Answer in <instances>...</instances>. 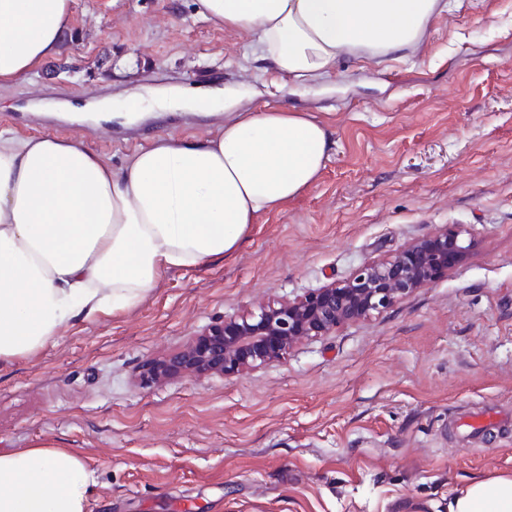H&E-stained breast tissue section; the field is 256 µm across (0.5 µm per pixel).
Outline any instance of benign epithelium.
<instances>
[{
    "instance_id": "obj_1",
    "label": "benign epithelium",
    "mask_w": 512,
    "mask_h": 512,
    "mask_svg": "<svg viewBox=\"0 0 512 512\" xmlns=\"http://www.w3.org/2000/svg\"><path fill=\"white\" fill-rule=\"evenodd\" d=\"M470 247L460 226L445 225L300 298L260 303L247 313L224 316L166 359L149 364L143 381L226 377L281 363L297 344L379 313L440 279Z\"/></svg>"
}]
</instances>
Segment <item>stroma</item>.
<instances>
[{
	"label": "stroma",
	"mask_w": 512,
	"mask_h": 512,
	"mask_svg": "<svg viewBox=\"0 0 512 512\" xmlns=\"http://www.w3.org/2000/svg\"><path fill=\"white\" fill-rule=\"evenodd\" d=\"M201 17L196 0H77L63 53L0 87V133L74 135L75 101L119 112L84 147L122 170L165 137L203 139L232 111L152 112L153 95L243 91L238 109L306 112L335 145L316 183L258 216L230 256L170 267L135 305L78 319L0 366V453L68 448L90 512H448L472 476L512 471V0H462L412 57L343 58L306 93ZM471 249L382 313L231 377L142 385L145 364L255 303L303 296L443 225Z\"/></svg>",
	"instance_id": "obj_1"
}]
</instances>
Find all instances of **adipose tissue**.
<instances>
[{
    "mask_svg": "<svg viewBox=\"0 0 512 512\" xmlns=\"http://www.w3.org/2000/svg\"><path fill=\"white\" fill-rule=\"evenodd\" d=\"M76 0H0V85L65 48ZM449 0H197L201 16L253 34L295 85L342 55L415 52ZM332 136L304 112L242 110L213 137H167L121 171L81 142L0 136V363L74 320L131 306L172 266L230 255L257 217L309 189ZM95 478L64 448L0 454V512H89ZM448 512H512V473L470 479Z\"/></svg>",
    "mask_w": 512,
    "mask_h": 512,
    "instance_id": "1",
    "label": "adipose tissue"
}]
</instances>
